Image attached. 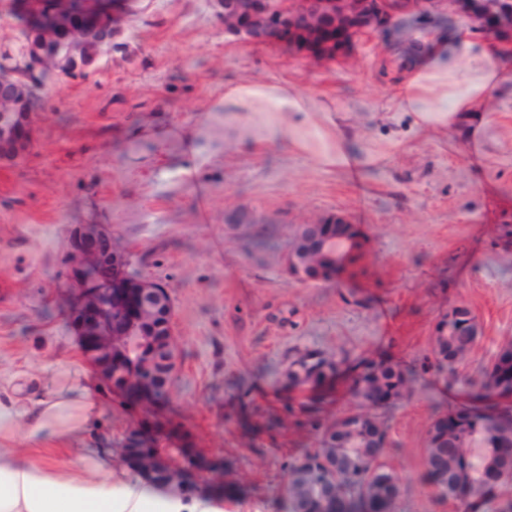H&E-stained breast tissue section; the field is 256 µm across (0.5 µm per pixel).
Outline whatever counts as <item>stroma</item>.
<instances>
[{"label":"stroma","instance_id":"stroma-1","mask_svg":"<svg viewBox=\"0 0 512 512\" xmlns=\"http://www.w3.org/2000/svg\"><path fill=\"white\" fill-rule=\"evenodd\" d=\"M431 9L358 35L347 56L316 60L224 30L215 0H129L93 65L34 85L33 143L0 162V384L24 399L82 382L94 405L83 447L111 449L114 470L136 421L105 397L70 322L68 236L110 231L124 271L163 284L178 367L167 412L223 466L194 489L224 512H289L288 467L325 424L355 409L357 365L385 358L414 378L382 409L394 512H464L425 478L427 432L449 409L512 414L482 386L512 345V69L482 112L453 132L414 134L387 110L406 54L458 27ZM291 84L342 111L349 168L288 115L228 103L231 85ZM345 214L361 250L330 283L291 274L294 227ZM457 306L481 331L469 356L440 366L437 322ZM345 359L331 386L286 387L291 359Z\"/></svg>","mask_w":512,"mask_h":512}]
</instances>
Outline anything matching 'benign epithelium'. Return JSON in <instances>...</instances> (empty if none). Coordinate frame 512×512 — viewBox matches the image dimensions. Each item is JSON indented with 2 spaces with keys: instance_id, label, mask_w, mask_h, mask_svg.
<instances>
[{
  "instance_id": "benign-epithelium-1",
  "label": "benign epithelium",
  "mask_w": 512,
  "mask_h": 512,
  "mask_svg": "<svg viewBox=\"0 0 512 512\" xmlns=\"http://www.w3.org/2000/svg\"><path fill=\"white\" fill-rule=\"evenodd\" d=\"M24 41L17 54L0 62V161L27 154L32 146L30 83L35 68L45 73H75L89 67L112 44L124 0H17ZM463 6L479 29L503 43L512 41V0H220L224 30L251 42L271 43L334 57L353 35L421 9ZM357 236L342 214H329L302 225L288 252V268L317 281L335 279L327 249L336 240L345 249ZM70 280L77 289L73 323L84 352L102 379L136 398L137 406L161 404L176 369L170 298L158 283L120 275L125 255L112 234L96 224L76 226L69 238ZM137 340L145 346L133 367L117 352ZM152 425L137 421L122 449L137 472L164 476L181 489L217 461L191 449L194 463L166 465L149 448Z\"/></svg>"
}]
</instances>
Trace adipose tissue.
<instances>
[{
	"mask_svg": "<svg viewBox=\"0 0 512 512\" xmlns=\"http://www.w3.org/2000/svg\"><path fill=\"white\" fill-rule=\"evenodd\" d=\"M503 80V67L492 44L457 28L448 36L427 39L414 56L410 74L391 100L394 120L410 118L415 132L455 129L466 112L481 111L490 91ZM226 100L258 103L287 113L291 125L312 118L336 127V139L320 158L339 168L350 159L349 137L331 108L286 87L238 85ZM92 406L83 387L60 388L52 399L25 403L18 388L0 389V438L25 432L28 440L82 439ZM219 496L187 495L161 482L116 474L111 454L79 448L72 461L34 458L17 448L0 447V512H223Z\"/></svg>",
	"mask_w": 512,
	"mask_h": 512,
	"instance_id": "ef3b65f1",
	"label": "adipose tissue"
}]
</instances>
